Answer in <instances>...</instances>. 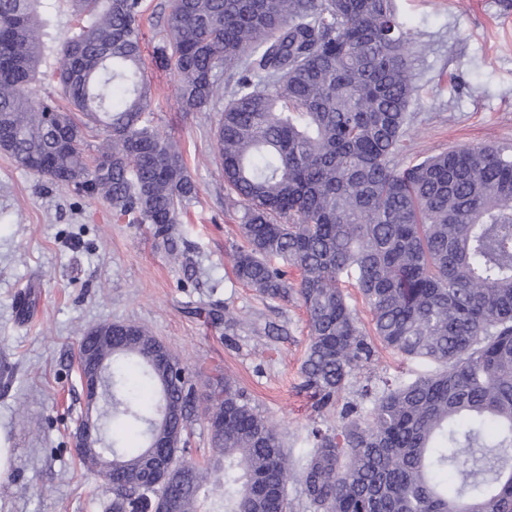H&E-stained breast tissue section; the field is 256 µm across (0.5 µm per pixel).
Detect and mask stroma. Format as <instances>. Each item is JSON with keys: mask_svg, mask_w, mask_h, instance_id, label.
Returning a JSON list of instances; mask_svg holds the SVG:
<instances>
[{"mask_svg": "<svg viewBox=\"0 0 512 512\" xmlns=\"http://www.w3.org/2000/svg\"><path fill=\"white\" fill-rule=\"evenodd\" d=\"M166 0H145L146 75L159 131L183 150L198 193L180 217L185 256L173 262L150 225L114 222L110 206L52 185L0 152V512H104L105 495L83 469L70 435L85 411L75 366L83 331L103 322L148 329L205 384L233 378L282 433L293 459L311 451L317 415L303 385L308 344L299 297L259 295L232 270L240 209L224 188L212 137L219 114L181 111L177 78L153 58ZM412 33L415 102L397 156L407 165L477 144H512V0H396ZM226 309L232 330L207 315ZM430 364L375 345L344 400L380 378L410 381Z\"/></svg>", "mask_w": 512, "mask_h": 512, "instance_id": "stroma-1", "label": "stroma"}]
</instances>
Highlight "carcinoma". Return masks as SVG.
<instances>
[{"label": "carcinoma", "mask_w": 512, "mask_h": 512, "mask_svg": "<svg viewBox=\"0 0 512 512\" xmlns=\"http://www.w3.org/2000/svg\"><path fill=\"white\" fill-rule=\"evenodd\" d=\"M65 13L78 22L56 40ZM142 0H0V144L16 165L108 203L119 219L169 239L196 195L182 151L154 125L145 76ZM59 64L66 106L35 97L41 67ZM154 58L173 68L185 112L230 86L213 133L224 185L241 207L236 280L260 295L296 293L309 343L301 373L315 408L336 405L374 336L437 369L364 389L339 420L308 433L295 467L277 426L218 373L196 396L193 373L153 358L164 344L106 322L112 345L104 444L79 455L103 474L105 512L156 507L150 457L182 468L191 404H203L209 451L164 481L167 512H290L299 471L311 512H512V148L452 149L401 167L415 86L411 32L395 0H169ZM102 131L97 155L86 136ZM70 145L57 146L61 132ZM299 280L288 278V268ZM157 395L146 403L127 368ZM137 427L133 454L107 422Z\"/></svg>", "instance_id": "carcinoma-1"}]
</instances>
